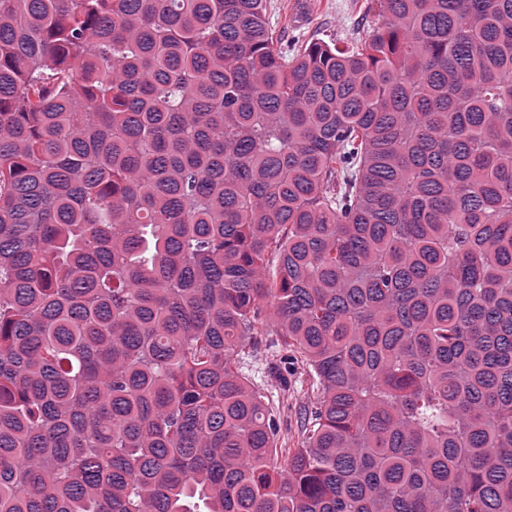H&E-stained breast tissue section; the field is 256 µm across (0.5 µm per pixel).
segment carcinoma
<instances>
[{
  "mask_svg": "<svg viewBox=\"0 0 512 512\" xmlns=\"http://www.w3.org/2000/svg\"><path fill=\"white\" fill-rule=\"evenodd\" d=\"M366 8L0 0V512H512V0ZM366 0H309L304 19L296 15L298 0H267L270 25L288 46L310 41L351 38L371 24L376 15L366 13ZM288 366V374L284 372L283 365L280 366L283 375L288 376V392L279 390L273 376L269 378V384L273 385L269 389L270 399L278 407L279 442L288 440V448H296L301 438L305 413L311 410L315 393L307 372L296 363Z\"/></svg>",
  "mask_w": 512,
  "mask_h": 512,
  "instance_id": "obj_1",
  "label": "carcinoma"
}]
</instances>
